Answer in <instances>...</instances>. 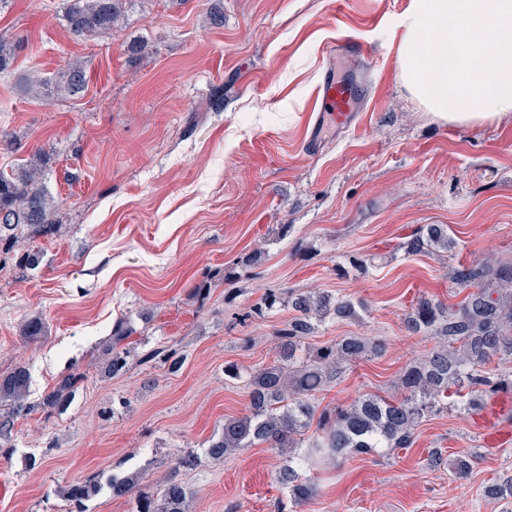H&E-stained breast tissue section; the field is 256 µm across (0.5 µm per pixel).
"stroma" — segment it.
<instances>
[{
    "mask_svg": "<svg viewBox=\"0 0 512 512\" xmlns=\"http://www.w3.org/2000/svg\"><path fill=\"white\" fill-rule=\"evenodd\" d=\"M407 3L223 0L216 28L213 0H129L122 28L92 40L69 33L61 0L0 10V34L24 40L0 75V130L15 138L0 149V169L45 148V183L61 200L58 234L33 241L39 266L0 271V373L27 367L33 402L71 369L87 376L64 411L18 417L0 440V512H67L69 484L137 470L148 493L183 482L194 512H274L286 462L277 450L206 454L248 404L225 367L245 374L271 363L293 314L282 304L261 317L247 311L272 289L360 303L357 318L319 323L309 344L361 336L384 350L343 368L316 403L397 398L405 368L438 344L406 327L417 299L457 304L454 267L512 264V122L442 124L407 98L395 56ZM346 38L372 47L375 80L357 120L311 149L324 54ZM75 60L89 77L81 96L26 92L31 69L50 79ZM425 224L447 225L452 248L407 253V236ZM354 256L364 265L351 266ZM37 315L46 332L27 339L23 321ZM121 321L142 350L171 348L177 364L134 360L102 377L98 350ZM484 411L497 444L476 414L441 410L411 447L314 469L318 494L296 512H512L484 494L512 476V391ZM435 449L443 465H429ZM463 450L477 458L457 478L446 461ZM188 453L197 466L179 464Z\"/></svg>",
    "mask_w": 512,
    "mask_h": 512,
    "instance_id": "35a3bbf8",
    "label": "stroma"
}]
</instances>
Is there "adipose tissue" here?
<instances>
[{
	"label": "adipose tissue",
	"instance_id": "obj_1",
	"mask_svg": "<svg viewBox=\"0 0 512 512\" xmlns=\"http://www.w3.org/2000/svg\"><path fill=\"white\" fill-rule=\"evenodd\" d=\"M397 76L432 120L512 121V0H408Z\"/></svg>",
	"mask_w": 512,
	"mask_h": 512
}]
</instances>
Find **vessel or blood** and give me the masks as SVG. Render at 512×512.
<instances>
[{
	"label": "vessel or blood",
	"instance_id": "1",
	"mask_svg": "<svg viewBox=\"0 0 512 512\" xmlns=\"http://www.w3.org/2000/svg\"><path fill=\"white\" fill-rule=\"evenodd\" d=\"M329 54L331 60L324 66L315 106L317 116L309 137V142L313 145L322 140L327 119H334L337 128L343 129L353 123L361 109L353 89L340 83L332 60L336 57L365 58L368 54L367 48L361 43L348 41L331 47Z\"/></svg>",
	"mask_w": 512,
	"mask_h": 512
}]
</instances>
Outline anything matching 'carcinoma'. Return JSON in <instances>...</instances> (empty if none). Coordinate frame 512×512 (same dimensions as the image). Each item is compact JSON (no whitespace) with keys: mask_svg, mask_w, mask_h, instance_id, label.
Here are the masks:
<instances>
[{"mask_svg":"<svg viewBox=\"0 0 512 512\" xmlns=\"http://www.w3.org/2000/svg\"><path fill=\"white\" fill-rule=\"evenodd\" d=\"M126 0H67L64 20L69 33L90 39L123 24ZM22 48L21 42L0 36V74L6 71ZM88 84L87 72L78 62L69 63L51 82L35 75L27 80L28 92L39 95L45 86L56 95L75 97ZM50 153L35 150L11 173H0V265L8 261L24 268L40 263L39 251L29 247L35 237L57 229L56 199L44 181ZM453 245L448 225L426 224L408 236L406 251L438 253ZM500 284V295L486 287L490 280ZM452 280L471 289L456 306L420 300L408 317L409 327L426 331L441 340L423 360L406 367L400 378L404 397L389 400L366 394L346 406L318 409L311 398L348 365L381 350V344L350 336L338 343L308 349L305 340L314 323L327 318L354 319L356 304L345 296L318 292L291 298L295 315L278 332L279 345L273 362L246 377L249 394L247 413L224 419L219 437L210 442L206 454L221 459L241 448L265 444L288 456V464L276 474L286 490L287 501L297 507L314 498L317 484L303 475L305 460L292 454L303 443L316 448L324 458L368 454L376 448H409L414 430L429 414L440 410L451 394L466 392L465 409L478 411L486 397L512 390V370L486 369L493 359L512 360V265L492 268L484 262L454 268ZM26 338L45 334L39 316L22 327ZM132 331L118 324L110 343L99 354L101 371L118 376L127 371L133 350L122 346ZM85 375L77 370L63 376L45 397L27 401L29 374L24 366L0 375V439L11 435L15 419L34 411H62L73 399ZM475 453L461 452L448 463L451 471L464 477L472 469ZM137 472L113 474L108 487L114 497L136 501V512H190L192 493L175 480L166 482L154 496L138 494ZM102 490L97 477L89 476L69 485L65 498L72 512H85L84 502ZM493 499L512 498V478L488 486Z\"/></svg>","mask_w":512,"mask_h":512,"instance_id":"carcinoma-1","label":"carcinoma"}]
</instances>
